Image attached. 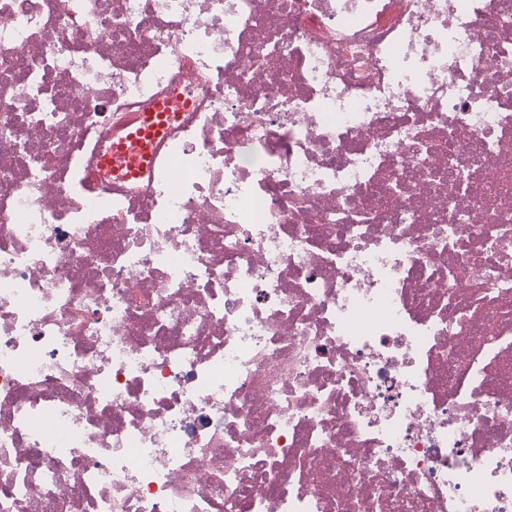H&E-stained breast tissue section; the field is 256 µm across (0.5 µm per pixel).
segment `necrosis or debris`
<instances>
[{
	"label": "necrosis or debris",
	"mask_w": 512,
	"mask_h": 512,
	"mask_svg": "<svg viewBox=\"0 0 512 512\" xmlns=\"http://www.w3.org/2000/svg\"><path fill=\"white\" fill-rule=\"evenodd\" d=\"M0 512H512V0H0ZM169 108L164 103L156 104L142 119V124L114 146L113 153L105 159V165H123L129 176L141 174L151 166L153 150L164 131V116Z\"/></svg>",
	"instance_id": "necrosis-or-debris-1"
}]
</instances>
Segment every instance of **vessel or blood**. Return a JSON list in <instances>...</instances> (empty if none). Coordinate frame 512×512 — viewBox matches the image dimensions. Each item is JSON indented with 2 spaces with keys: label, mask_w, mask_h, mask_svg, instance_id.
<instances>
[{
  "label": "vessel or blood",
  "mask_w": 512,
  "mask_h": 512,
  "mask_svg": "<svg viewBox=\"0 0 512 512\" xmlns=\"http://www.w3.org/2000/svg\"><path fill=\"white\" fill-rule=\"evenodd\" d=\"M165 103L156 104L142 119V124L115 145L110 155L114 163L125 166L130 176H137L148 169L153 160V150L164 131Z\"/></svg>",
  "instance_id": "b4317fda"
}]
</instances>
